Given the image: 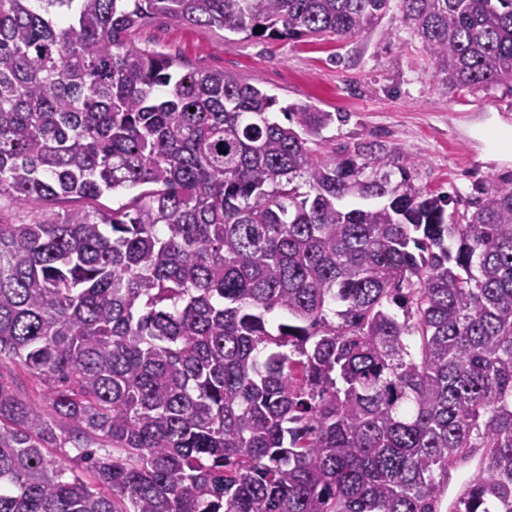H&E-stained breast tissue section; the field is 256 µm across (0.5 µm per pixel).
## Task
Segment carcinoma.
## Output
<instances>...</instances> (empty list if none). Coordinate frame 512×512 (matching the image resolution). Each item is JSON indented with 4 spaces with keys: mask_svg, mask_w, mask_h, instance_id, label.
I'll list each match as a JSON object with an SVG mask.
<instances>
[{
    "mask_svg": "<svg viewBox=\"0 0 512 512\" xmlns=\"http://www.w3.org/2000/svg\"><path fill=\"white\" fill-rule=\"evenodd\" d=\"M390 2L0 0V198L85 202L0 221V366L45 399L0 382V512H512V175L451 223L419 158L308 146L342 113L130 39ZM400 4L443 89L512 83V0ZM0 372L2 382L4 381L10 384L13 383L20 392L27 393L35 402L43 404L44 401L39 398L38 391L32 384L30 378L20 368L14 365L5 364L1 367Z\"/></svg>",
    "mask_w": 512,
    "mask_h": 512,
    "instance_id": "1",
    "label": "carcinoma"
}]
</instances>
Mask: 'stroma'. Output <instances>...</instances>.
Masks as SVG:
<instances>
[{"mask_svg": "<svg viewBox=\"0 0 512 512\" xmlns=\"http://www.w3.org/2000/svg\"><path fill=\"white\" fill-rule=\"evenodd\" d=\"M131 39L189 68L256 85L279 106L345 113V121L311 139V148L327 154L359 138L396 144L421 161L415 185L449 193L451 209H464L476 186L512 171V158L491 156L476 133L490 122L512 125V91L438 88L433 62L395 2L376 26L343 40L245 39L165 17L133 31Z\"/></svg>", "mask_w": 512, "mask_h": 512, "instance_id": "stroma-1", "label": "stroma"}]
</instances>
